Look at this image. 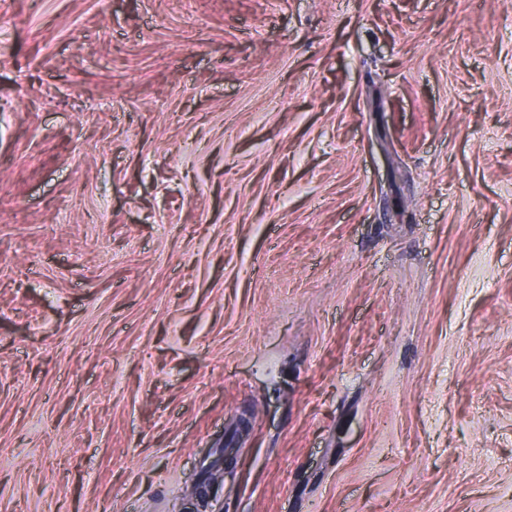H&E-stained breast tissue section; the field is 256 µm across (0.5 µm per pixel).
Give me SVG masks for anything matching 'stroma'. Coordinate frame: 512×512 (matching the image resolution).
Masks as SVG:
<instances>
[{
    "label": "stroma",
    "instance_id": "1",
    "mask_svg": "<svg viewBox=\"0 0 512 512\" xmlns=\"http://www.w3.org/2000/svg\"><path fill=\"white\" fill-rule=\"evenodd\" d=\"M512 512V0H0V512Z\"/></svg>",
    "mask_w": 512,
    "mask_h": 512
}]
</instances>
